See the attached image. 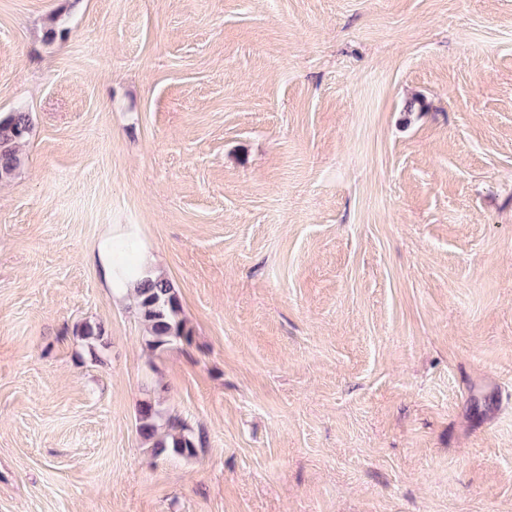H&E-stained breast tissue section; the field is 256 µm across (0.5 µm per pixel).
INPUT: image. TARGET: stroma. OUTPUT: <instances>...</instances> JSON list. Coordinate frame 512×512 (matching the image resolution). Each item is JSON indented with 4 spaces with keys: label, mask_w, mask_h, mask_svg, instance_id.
<instances>
[{
    "label": "stroma",
    "mask_w": 512,
    "mask_h": 512,
    "mask_svg": "<svg viewBox=\"0 0 512 512\" xmlns=\"http://www.w3.org/2000/svg\"><path fill=\"white\" fill-rule=\"evenodd\" d=\"M20 108L0 512H512V0H0ZM111 224L190 340L102 288ZM88 259L113 302H127L136 293L138 313L147 326L151 350L164 351L189 339L191 331L181 317L174 288L170 281L157 276L160 272L156 255L140 236L138 225L111 224L91 244ZM146 277L156 278L138 288ZM161 414L151 401L140 404L137 415V431L156 455L173 454L181 457H194L197 454L200 438L184 422L173 421L164 426Z\"/></svg>",
    "instance_id": "1"
}]
</instances>
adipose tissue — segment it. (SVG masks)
Segmentation results:
<instances>
[{
    "label": "adipose tissue",
    "instance_id": "adipose-tissue-1",
    "mask_svg": "<svg viewBox=\"0 0 512 512\" xmlns=\"http://www.w3.org/2000/svg\"><path fill=\"white\" fill-rule=\"evenodd\" d=\"M88 259L113 302L129 301L142 280L156 277L158 262L135 224H113L90 246Z\"/></svg>",
    "mask_w": 512,
    "mask_h": 512
}]
</instances>
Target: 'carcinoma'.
I'll list each match as a JSON object with an SVG mask.
<instances>
[{
	"mask_svg": "<svg viewBox=\"0 0 512 512\" xmlns=\"http://www.w3.org/2000/svg\"><path fill=\"white\" fill-rule=\"evenodd\" d=\"M33 130L28 112H14L0 120V181L10 179L22 164L20 147ZM135 300L138 313L147 326V345L153 351H164L191 335L170 281L158 276L148 279L137 289ZM76 335L92 345L102 338L99 326L85 322L76 329ZM137 431L155 454H173L194 457L201 440L184 422L161 424V414L155 404L144 401L137 415Z\"/></svg>",
	"mask_w": 512,
	"mask_h": 512,
	"instance_id": "1",
	"label": "carcinoma"
}]
</instances>
